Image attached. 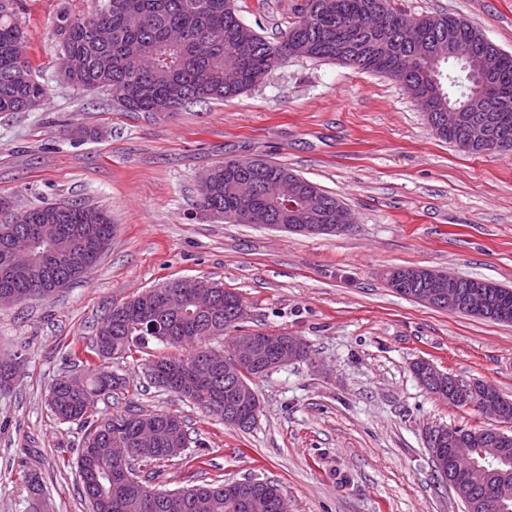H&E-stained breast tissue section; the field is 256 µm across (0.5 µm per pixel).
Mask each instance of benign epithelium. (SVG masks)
Wrapping results in <instances>:
<instances>
[{
  "instance_id": "obj_1",
  "label": "benign epithelium",
  "mask_w": 512,
  "mask_h": 512,
  "mask_svg": "<svg viewBox=\"0 0 512 512\" xmlns=\"http://www.w3.org/2000/svg\"><path fill=\"white\" fill-rule=\"evenodd\" d=\"M302 224H274L272 228L284 232H293L308 236L341 235L349 229L347 224H315V202H310L301 211ZM87 228L75 226L68 235L70 247L54 253L52 266L67 265L74 267L78 263L79 246ZM50 266V267H52ZM43 264H30L21 268L17 264L16 253L6 251L0 256V308L10 307L21 301L20 295L10 290L12 283L21 274L30 276L50 270ZM456 274L434 268H423L422 278L427 288L416 301L432 307H443L450 312L465 309L473 316L485 311L488 298L483 290L475 289L466 294L454 287ZM187 313L198 317L204 324L215 327L221 323V314L209 304H200L190 309L181 295L174 290H165L160 300L153 305L152 320L143 327L144 332L152 336H162L170 332V313ZM308 345L300 337L290 335L286 343L278 336L262 331L248 332L231 340V351L206 348L203 350L197 371L224 372V379L235 381L246 367L267 369L281 367L306 358ZM422 383L433 395L448 403L462 404L474 408L485 418L500 423L512 422V402L489 386L473 384L462 387L451 374L439 370L433 363L421 362ZM235 399L242 405L251 406L259 412L260 401L255 391L244 385L236 386ZM425 444L443 478L468 509L480 508L485 501L496 499L506 502L512 498V471L504 470L499 464L506 461L512 435L490 426L478 433L465 434L456 427L434 426L425 434Z\"/></svg>"
}]
</instances>
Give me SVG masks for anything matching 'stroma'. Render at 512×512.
Segmentation results:
<instances>
[{
  "instance_id": "stroma-1",
  "label": "stroma",
  "mask_w": 512,
  "mask_h": 512,
  "mask_svg": "<svg viewBox=\"0 0 512 512\" xmlns=\"http://www.w3.org/2000/svg\"><path fill=\"white\" fill-rule=\"evenodd\" d=\"M302 0H235L241 20L279 40ZM97 0H19L33 76L47 99L0 112V224L45 202L104 209L112 245L80 281L0 309V357L19 356L0 391V512H91L75 470L79 425L60 422L45 395L86 347L110 308L173 279L206 278L237 292L245 330H283L307 358L254 379L261 410L240 430L155 388L146 362L107 367L119 398L97 419L136 409L184 420L185 453L161 463L153 487L258 478L278 484L289 512H464L425 446L435 425L481 428L477 411L430 394L420 359L512 400V324L404 298L387 270L425 266L512 288V151L469 153L439 139L395 78L335 61L292 57L246 93L165 114L122 112L110 91L59 75L61 11L91 14ZM409 16L450 13L512 54V0H395ZM81 126L82 138L68 134ZM261 156L339 198L353 223L340 236H303L227 224L197 205L204 172ZM37 473L41 495L24 475Z\"/></svg>"
}]
</instances>
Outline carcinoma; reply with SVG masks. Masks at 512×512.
I'll return each mask as SVG.
<instances>
[{
  "mask_svg": "<svg viewBox=\"0 0 512 512\" xmlns=\"http://www.w3.org/2000/svg\"><path fill=\"white\" fill-rule=\"evenodd\" d=\"M0 0V112H29L34 101L48 94L49 87L37 81L26 57V40L18 23L13 3ZM402 14L393 0H307L288 30L277 43H271L248 28L236 13L234 0H99L94 13L76 17L66 11L57 16L54 34L61 51L73 58L70 84L80 88L111 90L118 106L125 112H174L188 104L222 100L244 93L261 81L272 69L291 57L304 56L335 60L343 48L341 62L362 70L384 73L395 68L406 74V87L415 100L425 97L427 86L438 85V92L427 100L425 115L434 124V114L448 107L463 108L466 124L450 133L437 128V135L457 143L468 137L469 123L489 124L496 139L512 142V55L501 51L483 33L468 22L451 14L419 17V25L406 31L401 28ZM469 41L478 62L494 69L492 96L498 99L493 118H487L482 103L466 108L470 99L469 63L444 59L433 65L432 54L424 45L438 41ZM210 188L199 193L198 205L216 213H235L242 205L252 212L254 224H295L297 220L288 202L269 197L264 188L285 178L297 185L294 205L316 194L322 213L336 214L343 207L336 196L293 173L287 167L259 158L245 168L226 159L212 167ZM25 238L40 230L42 224H53L64 230L73 224L89 225V241L83 254L90 266L100 261L96 250L98 239L112 238V221L102 209L68 204L60 209L53 203L27 210L16 216ZM394 275L408 281L410 288H423L416 278L417 267L392 269ZM125 324L117 325L112 313L97 323L90 340V351L101 361L134 357L148 345L142 339L138 324L147 322L150 306L140 299L119 305ZM172 328L186 336V343H160L174 347L190 346L175 361L190 368L199 358V347L206 345L202 325H194L178 315ZM85 390H73L70 377L58 379L50 388L48 406L63 422H78L84 427L82 446L76 459V471L85 500L93 512H274L270 502L248 511L233 508L234 497L226 489L228 483L214 482L179 488L168 497L160 495L145 501L124 490L112 474L100 477L90 486L85 478L87 467L101 465L97 448H108L123 456L133 446L135 424L145 419L156 433L155 446L131 460V464L147 466L159 460L182 455L185 446L169 443L165 421L174 415L139 410L116 421L98 423L93 420L97 403L111 398L122 389L114 377L104 380L107 371L91 359ZM203 390L220 407L228 402L224 374L203 378Z\"/></svg>",
  "mask_w": 512,
  "mask_h": 512,
  "instance_id": "1",
  "label": "carcinoma"
}]
</instances>
